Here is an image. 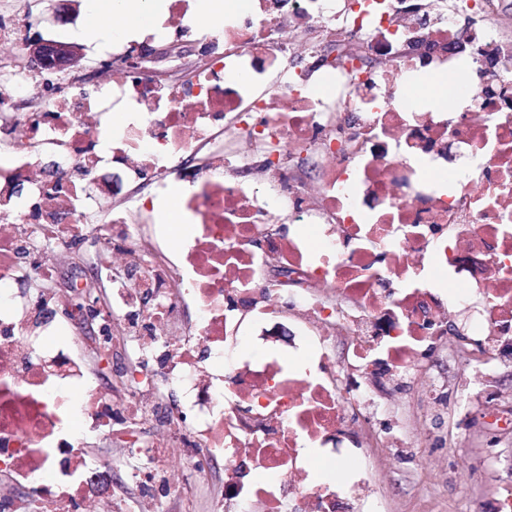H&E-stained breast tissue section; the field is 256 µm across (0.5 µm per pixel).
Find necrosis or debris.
I'll return each instance as SVG.
<instances>
[{
	"mask_svg": "<svg viewBox=\"0 0 512 512\" xmlns=\"http://www.w3.org/2000/svg\"><path fill=\"white\" fill-rule=\"evenodd\" d=\"M184 2L154 30L197 44L190 81L154 78L147 40L131 39L101 52L94 94L56 95L27 67L0 83V143L20 128L29 141L0 155V512L123 498L89 456L93 434L122 450L133 512H164L219 457L211 512H379L368 459L406 441L372 435L364 381L409 382L428 349L456 347L460 317L479 349L512 362V50L491 69L451 53L496 42L494 25L466 23L487 0L419 13L402 0H248L246 20L200 38ZM290 29L360 45L387 70L327 65L339 94L319 95L314 70L288 68ZM420 69L448 74L447 108L400 99ZM118 105L129 119L114 129L103 117ZM258 151L271 159L261 188L241 177ZM106 161L158 194L182 185L196 235L171 241L143 198L104 211L90 185ZM86 241L111 283L89 344L67 315L81 283L63 296L17 288ZM275 265L292 280L273 279ZM286 317L312 366L292 350L241 351L245 326ZM127 340L136 363L117 386L95 359ZM319 460L345 466L343 480H310Z\"/></svg>",
	"mask_w": 512,
	"mask_h": 512,
	"instance_id": "4bbe7bcc",
	"label": "necrosis or debris"
}]
</instances>
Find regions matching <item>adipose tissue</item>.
I'll list each match as a JSON object with an SVG mask.
<instances>
[{
    "instance_id": "adipose-tissue-1",
    "label": "adipose tissue",
    "mask_w": 512,
    "mask_h": 512,
    "mask_svg": "<svg viewBox=\"0 0 512 512\" xmlns=\"http://www.w3.org/2000/svg\"><path fill=\"white\" fill-rule=\"evenodd\" d=\"M162 0H88L89 33L109 41L125 34L127 24L147 26L161 11Z\"/></svg>"
}]
</instances>
